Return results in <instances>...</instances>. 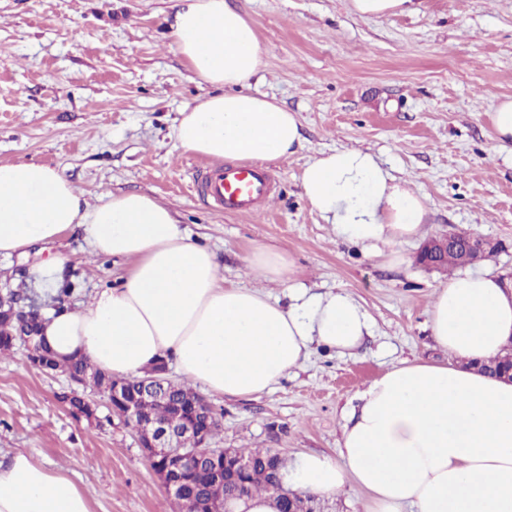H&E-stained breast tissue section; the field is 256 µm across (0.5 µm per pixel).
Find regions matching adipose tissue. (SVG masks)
<instances>
[{
	"label": "adipose tissue",
	"instance_id": "obj_1",
	"mask_svg": "<svg viewBox=\"0 0 512 512\" xmlns=\"http://www.w3.org/2000/svg\"><path fill=\"white\" fill-rule=\"evenodd\" d=\"M171 32L210 88L182 110L179 148L268 164L301 148L296 113L246 90L263 49L241 10L228 0H175ZM301 189L338 238L396 265L406 262L400 244L426 222L425 197L367 150L317 153ZM76 228L94 254L130 266L121 287L46 316L43 336L60 362L81 355L134 378L164 358L207 393L246 398L275 387L313 346L347 354L370 330L367 312L346 291L292 287L285 253L259 246L246 259L265 280L290 288L283 306L225 286L214 253L153 198L124 193L92 206L47 165L0 163V253L23 254ZM428 314L452 363L405 360L374 379L348 412L339 460L297 456L282 470L289 488L334 496L353 484L369 494L366 512H512V382L469 367L512 341V293L493 276L458 272L436 289ZM0 512L92 510L65 469L17 452L0 456Z\"/></svg>",
	"mask_w": 512,
	"mask_h": 512
}]
</instances>
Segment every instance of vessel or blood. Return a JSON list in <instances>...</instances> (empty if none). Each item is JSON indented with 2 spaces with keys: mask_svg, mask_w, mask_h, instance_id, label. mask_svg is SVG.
I'll list each match as a JSON object with an SVG mask.
<instances>
[{
  "mask_svg": "<svg viewBox=\"0 0 512 512\" xmlns=\"http://www.w3.org/2000/svg\"><path fill=\"white\" fill-rule=\"evenodd\" d=\"M199 182L214 206L229 214L252 213L272 197V175L250 164H211Z\"/></svg>",
  "mask_w": 512,
  "mask_h": 512,
  "instance_id": "vessel-or-blood-1",
  "label": "vessel or blood"
}]
</instances>
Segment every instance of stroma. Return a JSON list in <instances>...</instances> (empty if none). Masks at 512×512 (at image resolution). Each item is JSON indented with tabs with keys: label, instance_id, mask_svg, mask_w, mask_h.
<instances>
[{
	"label": "stroma",
	"instance_id": "1",
	"mask_svg": "<svg viewBox=\"0 0 512 512\" xmlns=\"http://www.w3.org/2000/svg\"><path fill=\"white\" fill-rule=\"evenodd\" d=\"M231 4L264 50L249 92L296 112L304 138L271 168V206L241 216L210 205L192 177L209 159L174 146L182 109L209 88L172 42L171 0H0V163L48 165L93 206L112 193L152 197L215 254L225 284L286 298L246 266L266 245L290 254L312 291L351 294L371 321L355 354L318 349L271 391L209 398L223 413L215 447L335 460L359 390L402 360H449L427 316L448 274L416 263L423 240L449 230L493 239L497 253L472 270L512 280V154L498 150L490 120L512 99V0H419L415 12L371 19L355 16L350 0ZM343 148L371 150L425 196L422 236L401 247L406 264L387 266L339 239L304 199L306 162ZM55 257L72 308L119 285L128 266L68 231L26 255H0V287L26 285L47 304L31 270ZM70 389L23 350L0 357V453L67 469L92 512H178L106 395L86 391L97 408L89 422L60 401Z\"/></svg>",
	"mask_w": 512,
	"mask_h": 512
}]
</instances>
